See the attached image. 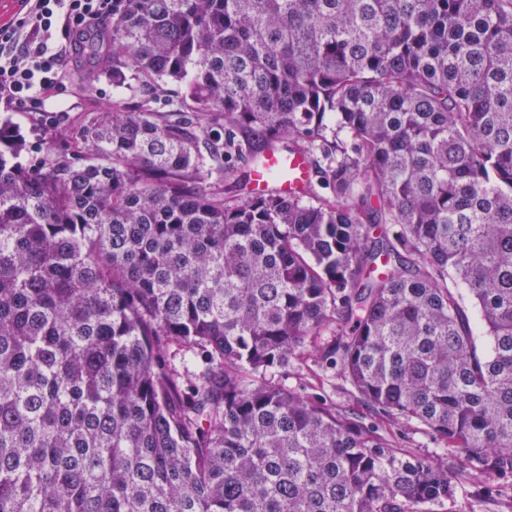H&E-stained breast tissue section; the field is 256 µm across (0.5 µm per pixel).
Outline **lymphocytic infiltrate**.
Instances as JSON below:
<instances>
[{
  "mask_svg": "<svg viewBox=\"0 0 512 512\" xmlns=\"http://www.w3.org/2000/svg\"><path fill=\"white\" fill-rule=\"evenodd\" d=\"M0 19V103L19 112L48 111L64 85L71 34L98 27L112 0H16Z\"/></svg>",
  "mask_w": 512,
  "mask_h": 512,
  "instance_id": "f902f5d3",
  "label": "lymphocytic infiltrate"
}]
</instances>
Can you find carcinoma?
I'll list each match as a JSON object with an SVG mask.
<instances>
[{
  "mask_svg": "<svg viewBox=\"0 0 512 512\" xmlns=\"http://www.w3.org/2000/svg\"><path fill=\"white\" fill-rule=\"evenodd\" d=\"M106 42L118 101L70 148L28 166L0 122V512H460L511 481L512 0H112ZM272 150L319 185L248 189ZM174 344L206 353L186 388ZM309 350L444 447L274 378Z\"/></svg>",
  "mask_w": 512,
  "mask_h": 512,
  "instance_id": "carcinoma-1",
  "label": "carcinoma"
}]
</instances>
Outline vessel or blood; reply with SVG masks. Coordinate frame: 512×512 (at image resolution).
Returning <instances> with one entry per match:
<instances>
[{"label": "vessel or blood", "instance_id": "1", "mask_svg": "<svg viewBox=\"0 0 512 512\" xmlns=\"http://www.w3.org/2000/svg\"><path fill=\"white\" fill-rule=\"evenodd\" d=\"M310 177L307 157L288 152L271 151L251 169V187L263 193L277 190L281 195H300Z\"/></svg>", "mask_w": 512, "mask_h": 512}]
</instances>
